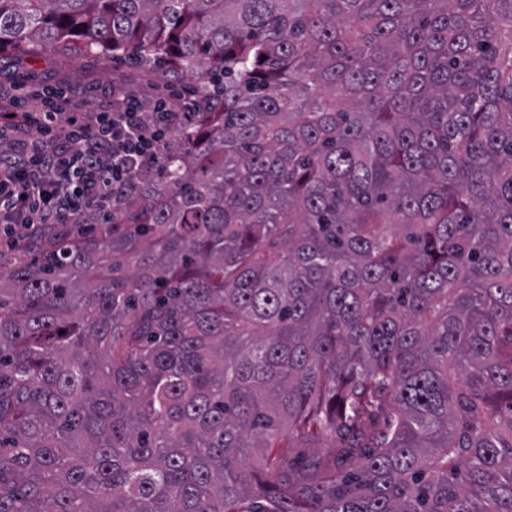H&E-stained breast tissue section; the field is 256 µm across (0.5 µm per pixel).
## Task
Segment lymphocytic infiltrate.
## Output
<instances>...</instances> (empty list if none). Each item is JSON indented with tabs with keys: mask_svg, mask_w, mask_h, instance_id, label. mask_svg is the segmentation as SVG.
Listing matches in <instances>:
<instances>
[{
	"mask_svg": "<svg viewBox=\"0 0 512 512\" xmlns=\"http://www.w3.org/2000/svg\"><path fill=\"white\" fill-rule=\"evenodd\" d=\"M65 89H46L27 108L26 84L0 95V134L17 133L0 147V233L12 250L66 224L96 218L117 223L138 171L159 163L168 133L203 100L178 105L158 98L150 106L122 97L95 112H65Z\"/></svg>",
	"mask_w": 512,
	"mask_h": 512,
	"instance_id": "obj_1",
	"label": "lymphocytic infiltrate"
}]
</instances>
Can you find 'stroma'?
<instances>
[{"label": "stroma", "mask_w": 512, "mask_h": 512, "mask_svg": "<svg viewBox=\"0 0 512 512\" xmlns=\"http://www.w3.org/2000/svg\"><path fill=\"white\" fill-rule=\"evenodd\" d=\"M24 80L57 83L83 89L81 112L108 104L111 91L132 94L146 104L156 98L178 99L200 93V83L156 63H139L124 56L105 57L98 51L67 52L59 48L0 49V86Z\"/></svg>", "instance_id": "1"}]
</instances>
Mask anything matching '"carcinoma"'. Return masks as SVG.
<instances>
[{
	"label": "carcinoma",
	"instance_id": "carcinoma-1",
	"mask_svg": "<svg viewBox=\"0 0 512 512\" xmlns=\"http://www.w3.org/2000/svg\"><path fill=\"white\" fill-rule=\"evenodd\" d=\"M34 43L210 86L136 223L0 255V512H512V0H0Z\"/></svg>",
	"mask_w": 512,
	"mask_h": 512
}]
</instances>
